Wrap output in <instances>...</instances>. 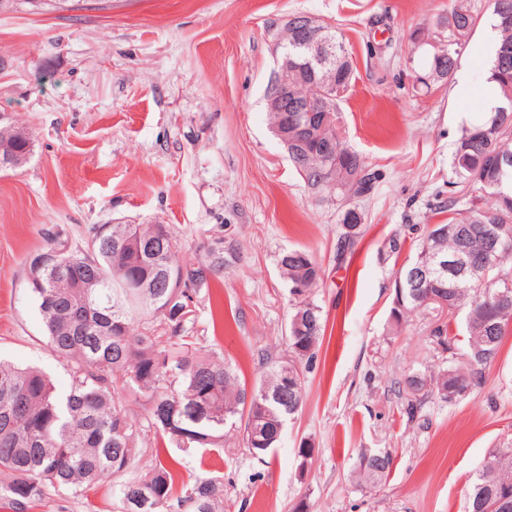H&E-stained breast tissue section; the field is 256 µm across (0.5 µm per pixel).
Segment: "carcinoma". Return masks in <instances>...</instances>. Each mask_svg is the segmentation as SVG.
Listing matches in <instances>:
<instances>
[{"instance_id":"1","label":"carcinoma","mask_w":512,"mask_h":512,"mask_svg":"<svg viewBox=\"0 0 512 512\" xmlns=\"http://www.w3.org/2000/svg\"><path fill=\"white\" fill-rule=\"evenodd\" d=\"M491 6L498 43L488 81L497 85L499 105L481 121L463 126L448 202L438 206L448 219L411 242L408 262L398 272L403 309L390 312L393 331L428 313L408 275L434 256L447 269L430 274L431 291L448 302V314L460 317L467 349L464 360L433 378L414 373L404 379L411 416L432 394L453 402L481 388L486 368L512 332V287H507L512 284V0H493ZM59 8V0H0V13ZM478 23L464 4L438 21L429 71L419 83L454 80L461 50ZM297 40L296 30L285 25L281 46L295 51L303 65L306 56ZM353 78L349 54L338 41L335 63L297 89L327 111L297 112L296 121L325 123L339 154L329 157L322 144L307 141L292 162L311 191L336 185L340 206L370 197L379 179L344 140L339 102ZM0 144L6 153L32 152V141L13 139L9 127L0 128ZM490 230L506 243L491 254L486 251ZM114 236L125 238L119 250L112 246ZM278 266L291 294L299 297L288 323V359L273 363L247 389L231 365L203 349L197 336L200 291L209 277L224 271L210 251L201 262L181 261L168 224H92L77 244L48 236L47 246L27 261V283L50 347L68 363L71 380L61 392L41 371L0 361V498L10 501L12 512H27L49 488L78 497L126 471L150 431L155 441L150 467L113 486L123 512H162L173 499L191 512H223L224 482H185L165 447L185 454L229 453L226 432L238 427L246 448L262 458L281 442L280 423L302 410L303 363L315 357L326 332L321 307L306 298L321 270L310 253L296 249L283 251ZM452 333L449 322L431 331L444 351L451 350ZM119 386L143 402L142 422L116 394ZM358 467L377 485L390 474L393 458L364 453ZM501 496L512 497V440L502 442L475 472L465 512H495Z\"/></svg>"}]
</instances>
